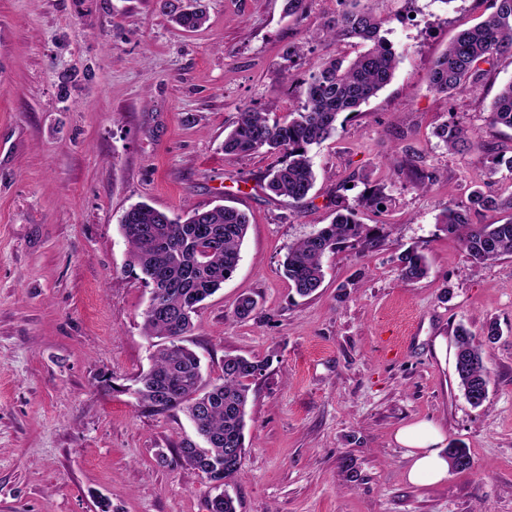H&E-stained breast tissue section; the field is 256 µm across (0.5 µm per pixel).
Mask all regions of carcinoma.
<instances>
[{
    "instance_id": "carcinoma-1",
    "label": "carcinoma",
    "mask_w": 512,
    "mask_h": 512,
    "mask_svg": "<svg viewBox=\"0 0 512 512\" xmlns=\"http://www.w3.org/2000/svg\"><path fill=\"white\" fill-rule=\"evenodd\" d=\"M344 8L329 17L324 36L337 44L362 47L354 58L338 54L312 67L300 89L301 106L287 122L270 121L268 114L251 107L241 109L235 128L224 136L226 156L249 155L264 150L278 155L266 176L265 188L295 203L307 198L315 182L310 151L336 132L340 114L357 112L390 83L398 65L392 44L382 35L392 16L382 15L380 0H338ZM172 20L184 29L201 26L206 19L196 0L187 4L164 3ZM512 59V0H495V11L482 21L461 29L434 62L431 87L441 93H477L490 71L483 68L495 58ZM490 124L512 128V81L495 96ZM444 146L454 150L474 144L477 135L459 124H442L435 131ZM388 199L385 188L376 187L358 199V205L379 207ZM469 205L445 206L438 217L443 230L457 237L476 263L512 256V218L504 223L473 224L471 209L512 212V194L503 198L476 188ZM356 207L336 213L332 223L299 239L288 249L285 275L301 297L315 293L324 280L323 259L349 241L373 245L374 229L359 223ZM249 220L237 208L217 206L190 209L172 218L145 203L131 206L120 227L128 246L130 266L151 286L160 311L144 312V332L164 343L152 355L151 366L134 379L138 404L157 413L179 409L194 424L204 446L188 441L174 449L175 464L198 471L211 481L229 485L242 469L245 454V416L249 386L262 373L264 363L239 355L224 356L220 382L202 385L201 361L182 344L193 328V314L201 302L215 294L235 271ZM400 275L418 281L428 273L424 255L408 250L399 257ZM455 371L466 400L474 407L487 398L490 371L483 343L460 324L454 331ZM208 512H237L229 493L208 501Z\"/></svg>"
}]
</instances>
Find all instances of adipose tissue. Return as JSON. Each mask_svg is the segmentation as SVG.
<instances>
[{
    "instance_id": "ef3b65f1",
    "label": "adipose tissue",
    "mask_w": 512,
    "mask_h": 512,
    "mask_svg": "<svg viewBox=\"0 0 512 512\" xmlns=\"http://www.w3.org/2000/svg\"><path fill=\"white\" fill-rule=\"evenodd\" d=\"M395 438L408 448L413 462L407 473L409 482L428 479L437 483L448 473V457L444 452L445 438L429 421H420L398 429Z\"/></svg>"
}]
</instances>
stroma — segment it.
Segmentation results:
<instances>
[{"label": "stroma", "instance_id": "35a3bbf8", "mask_svg": "<svg viewBox=\"0 0 512 512\" xmlns=\"http://www.w3.org/2000/svg\"><path fill=\"white\" fill-rule=\"evenodd\" d=\"M205 24L176 26L162 0H0V512H208L217 490L197 471L160 464L195 440L182 411L138 406L150 364L142 329L150 289L128 266L120 220L147 203L177 215L217 205L247 213L236 271L200 306L183 338L217 381L225 355L264 362L250 384L246 454L229 486L238 512H512V256L473 263L437 217L479 188L512 194V129L490 126L512 80L495 61L484 93L433 92L434 60L494 0H380L399 56L391 82L314 147L302 203L268 195L275 155L225 156L224 135L249 106L284 121L310 62L356 46L322 37L339 0H201ZM415 15L418 26L402 17ZM304 45V59L286 50ZM457 122L485 146L448 153L435 137ZM435 173L428 191L411 165ZM362 207L378 247L343 244L299 297L284 275L289 246L338 209ZM414 249L429 271L400 276ZM249 295L245 320L234 307ZM491 370L473 407L455 373L453 332L482 337ZM433 422L471 469L409 483L403 426Z\"/></svg>", "mask_w": 512, "mask_h": 512}]
</instances>
